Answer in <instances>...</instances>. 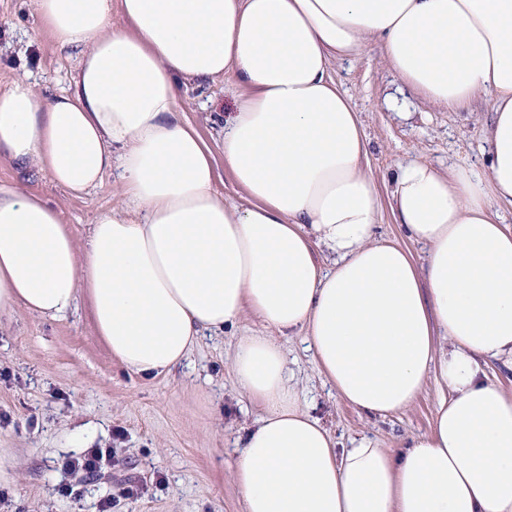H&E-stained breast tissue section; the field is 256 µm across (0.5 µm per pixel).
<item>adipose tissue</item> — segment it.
Instances as JSON below:
<instances>
[{"instance_id":"obj_1","label":"adipose tissue","mask_w":512,"mask_h":512,"mask_svg":"<svg viewBox=\"0 0 512 512\" xmlns=\"http://www.w3.org/2000/svg\"><path fill=\"white\" fill-rule=\"evenodd\" d=\"M76 53L69 89L27 76L0 90V157L74 194L108 173L122 203L85 240L62 209L0 185V317L56 319L86 299L113 357L144 376L179 366L205 333L252 315L232 371L262 408L239 435L245 512H512V0H27ZM120 6L127 27L112 26ZM376 47L426 104L492 121L480 168L398 164L388 201L364 123L330 77ZM235 73L217 194L212 152L178 112L180 83ZM390 207L408 241L380 240ZM301 333L348 405L403 413L429 377V430L350 448L303 405L277 335ZM380 224H377L376 233L377 238L396 241L401 245L407 247L413 254L415 260L419 264H424L426 260V250L423 246L409 242L403 237L398 224H395L394 217L392 216L389 208L383 207Z\"/></svg>"}]
</instances>
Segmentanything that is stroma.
<instances>
[{"label": "stroma", "instance_id": "35a3bbf8", "mask_svg": "<svg viewBox=\"0 0 512 512\" xmlns=\"http://www.w3.org/2000/svg\"><path fill=\"white\" fill-rule=\"evenodd\" d=\"M76 61L60 49L25 0H0V88L31 73L45 95L70 86ZM334 81L360 112L369 140V167L379 194H387L399 162L421 158L441 166L481 165L490 121L482 100L453 111L428 106L411 93L378 50L334 62ZM234 77L179 86V108L199 131L219 167L216 190L241 192L224 169L221 128L233 111ZM19 182L64 211L69 230L85 238L90 224L116 204L112 181L76 196L38 171L19 172L0 158V183ZM245 316L223 335L207 337L171 372L143 377L124 368L96 336L86 301L51 320L25 310L0 318V455L11 463L0 481V512H244L232 482L234 438L260 409L239 390L231 369L239 340L266 334ZM278 342L299 378L305 403L341 446L368 437L395 448L430 427L439 396L428 382L408 411L381 417L337 398L299 337ZM88 448H106L109 464L94 479L60 468ZM76 489L64 497L63 487Z\"/></svg>", "mask_w": 512, "mask_h": 512}]
</instances>
